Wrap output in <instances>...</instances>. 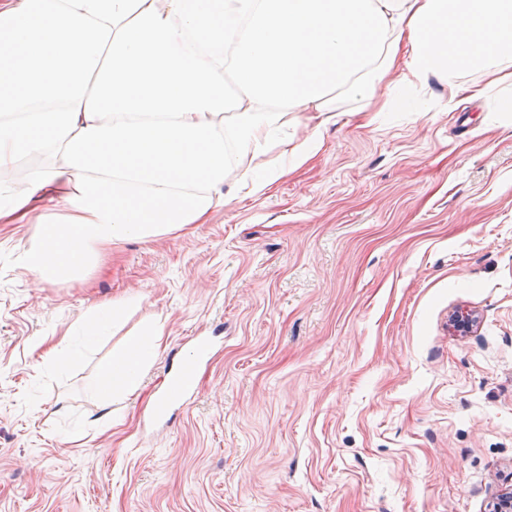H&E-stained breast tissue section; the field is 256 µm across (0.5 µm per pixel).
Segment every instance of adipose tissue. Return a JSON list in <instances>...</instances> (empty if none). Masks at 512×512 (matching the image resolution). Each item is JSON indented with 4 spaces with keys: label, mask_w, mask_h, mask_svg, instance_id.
Masks as SVG:
<instances>
[{
    "label": "adipose tissue",
    "mask_w": 512,
    "mask_h": 512,
    "mask_svg": "<svg viewBox=\"0 0 512 512\" xmlns=\"http://www.w3.org/2000/svg\"><path fill=\"white\" fill-rule=\"evenodd\" d=\"M511 68L512 0H0V223L34 225L20 267L65 282L106 246L207 223L226 183L267 192L282 172L259 157L305 164L340 99L474 95ZM154 353L131 340L90 392L121 401Z\"/></svg>",
    "instance_id": "adipose-tissue-1"
}]
</instances>
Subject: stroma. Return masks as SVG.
<instances>
[{
    "mask_svg": "<svg viewBox=\"0 0 512 512\" xmlns=\"http://www.w3.org/2000/svg\"><path fill=\"white\" fill-rule=\"evenodd\" d=\"M408 93L68 282L18 267L34 227L0 224V512H489L512 489V78ZM110 300L108 335L72 336ZM151 329L138 388L103 406L88 384ZM199 336L191 406L145 427ZM38 339L77 355L53 369Z\"/></svg>",
    "mask_w": 512,
    "mask_h": 512,
    "instance_id": "1",
    "label": "stroma"
}]
</instances>
